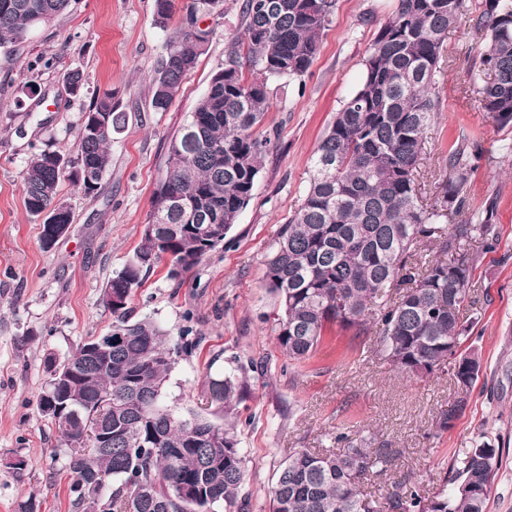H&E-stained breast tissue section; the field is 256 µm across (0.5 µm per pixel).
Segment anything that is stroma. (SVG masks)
Listing matches in <instances>:
<instances>
[{"mask_svg": "<svg viewBox=\"0 0 512 512\" xmlns=\"http://www.w3.org/2000/svg\"><path fill=\"white\" fill-rule=\"evenodd\" d=\"M241 2L226 0L207 53L165 112L150 107V80L167 37L154 22V0H72L68 13L32 29L19 46L0 49V512H19L32 495L40 512H73L66 448L37 406L47 380L44 359L66 357L110 330L103 287L133 254L168 143L223 66ZM394 6L395 0H337L308 72L270 86L272 109L258 129L269 150L253 197L223 244L182 281L168 279L166 266L155 268L129 304L133 319H153L183 348L165 387L175 412L204 411L206 373L245 367L250 396L232 419L247 470L238 496L246 512H267L273 475L295 449L334 448L342 428L397 452L388 475L366 482L375 496L403 477L431 495L470 448L483 441L499 446L487 512H512V129L494 125L469 82L475 36L467 23L448 34L441 106L426 130L421 162L430 195L454 142L479 140L483 155L468 183L469 211L498 199L496 246L486 248L478 236L467 245L475 261L465 315L483 371L466 411L448 432L431 436L435 415L455 400L451 366L423 380L401 376L382 352L358 349L352 332L336 327L313 357L291 367L272 330L266 260L305 198L322 132L355 88L366 50ZM71 69L86 78L78 98L60 81ZM30 80L40 94L23 92ZM107 89L127 114L125 129L112 141L97 193L60 184L74 222L44 248L42 226L25 209L21 173L41 149L74 154L85 109ZM187 312L196 328L190 336L182 333ZM18 455L28 466L16 473L5 462Z\"/></svg>", "mask_w": 512, "mask_h": 512, "instance_id": "35a3bbf8", "label": "stroma"}]
</instances>
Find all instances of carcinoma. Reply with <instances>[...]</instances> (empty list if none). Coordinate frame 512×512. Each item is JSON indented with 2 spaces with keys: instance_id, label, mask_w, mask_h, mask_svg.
<instances>
[{
  "instance_id": "carcinoma-1",
  "label": "carcinoma",
  "mask_w": 512,
  "mask_h": 512,
  "mask_svg": "<svg viewBox=\"0 0 512 512\" xmlns=\"http://www.w3.org/2000/svg\"><path fill=\"white\" fill-rule=\"evenodd\" d=\"M72 0H0V46L25 40L28 31L65 12ZM223 0H189L174 28L175 0H155V22L168 31L151 83L150 106L166 112L187 75L209 48L215 29L200 24ZM336 0H242L241 25L230 39L224 67L171 138L151 211L132 257L112 275L103 300L112 313V350L83 357L92 336L67 359L45 357L48 380L38 399L42 415L70 448L68 488L76 512H225L238 507L245 460L224 410L248 396L233 376H207L209 413L178 415L163 387L179 354L154 321L131 320L129 303L144 278L162 263L179 280L216 247L192 223L202 210L229 232L252 199L268 139L256 133L271 110L269 86L297 79L310 68ZM479 37L471 85L498 128L512 127V0H396L366 51L356 89L323 133L311 161L302 204L281 228L266 261L265 282L278 307L275 339L288 361L308 360L326 330H354L360 345L380 347L393 368L427 377L447 362L456 400L438 412L435 434L454 426L479 378L482 358L464 342L472 259L464 245L475 232L496 238V198L478 223L466 216V185L476 140L448 151L446 181L428 204L420 200L418 172L423 133L441 99L436 76L448 32L462 19ZM79 97L83 73L61 75ZM198 121L196 140L185 131ZM126 113L111 90L94 96L79 125L75 155L36 154L22 172L28 214L42 224H73L58 198L67 179L84 194L98 191L111 157L113 136ZM184 194L191 207H166ZM336 448L295 450L276 469L268 512H486L500 449L483 443L452 467L451 489L422 497L406 479L364 507L363 480L392 467L385 448L335 436Z\"/></svg>"
}]
</instances>
